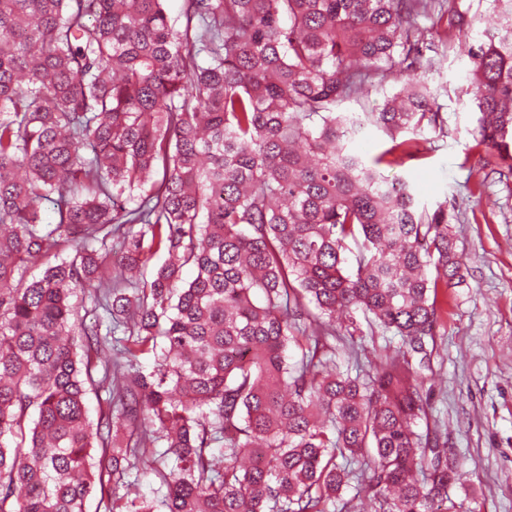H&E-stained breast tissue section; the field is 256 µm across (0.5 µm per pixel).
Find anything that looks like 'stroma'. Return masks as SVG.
I'll use <instances>...</instances> for the list:
<instances>
[{"mask_svg": "<svg viewBox=\"0 0 512 512\" xmlns=\"http://www.w3.org/2000/svg\"><path fill=\"white\" fill-rule=\"evenodd\" d=\"M468 58L434 57L422 80L445 121V135L426 133V157L388 178L409 179L421 204L454 207L452 231L463 255V283L439 290L440 334L424 387L431 418L448 432L462 467L449 494L478 512H512V194L498 174L478 172L472 136L477 115L463 81ZM387 343L382 335L333 341L343 367L372 370Z\"/></svg>", "mask_w": 512, "mask_h": 512, "instance_id": "stroma-1", "label": "stroma"}]
</instances>
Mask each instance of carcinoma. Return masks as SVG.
Here are the masks:
<instances>
[{
  "label": "carcinoma",
  "mask_w": 512,
  "mask_h": 512,
  "mask_svg": "<svg viewBox=\"0 0 512 512\" xmlns=\"http://www.w3.org/2000/svg\"><path fill=\"white\" fill-rule=\"evenodd\" d=\"M168 2L0 0V512H461L459 459L415 430L455 214L381 169L444 133L416 80L440 44L512 191V0L483 39L458 10L424 34L440 0ZM395 67L406 97L336 111ZM340 311L400 338L373 372L318 356ZM92 389L121 411L91 422ZM355 145L367 155H374L388 146V137L376 127H367L357 136Z\"/></svg>",
  "instance_id": "1"
}]
</instances>
